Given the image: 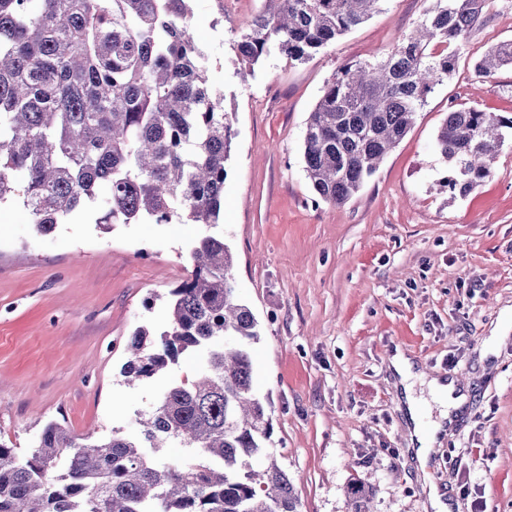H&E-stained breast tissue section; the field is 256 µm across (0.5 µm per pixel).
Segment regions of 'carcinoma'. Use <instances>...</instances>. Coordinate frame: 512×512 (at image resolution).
<instances>
[{"mask_svg": "<svg viewBox=\"0 0 512 512\" xmlns=\"http://www.w3.org/2000/svg\"><path fill=\"white\" fill-rule=\"evenodd\" d=\"M193 0H0V204L16 201L41 233L93 209L94 223L201 224L167 325L141 328L122 372L131 384L197 357L195 381H173L138 431L77 437L43 427L34 452L0 443V512H301L269 454L270 423L252 385L258 322L238 295L234 258L212 231L224 211L237 132L192 38ZM383 0H263L234 41L251 67L273 52L306 61L367 21ZM480 0H429L416 27L378 62L337 67L302 143L314 201L345 205L411 130L455 70ZM512 65V40L475 63ZM512 117L453 109L440 126L444 186L465 196L491 175ZM171 443L186 449L161 461ZM371 512L372 490L351 492Z\"/></svg>", "mask_w": 512, "mask_h": 512, "instance_id": "obj_1", "label": "carcinoma"}]
</instances>
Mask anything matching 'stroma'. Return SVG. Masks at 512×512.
<instances>
[{
    "mask_svg": "<svg viewBox=\"0 0 512 512\" xmlns=\"http://www.w3.org/2000/svg\"><path fill=\"white\" fill-rule=\"evenodd\" d=\"M262 0H194L190 20L237 136L217 226L240 300L259 324L253 387L267 402V443L302 512H348L353 483L372 512H425L423 480L451 512H512V143L466 196L450 195L436 132L449 107L512 116V67L474 64L512 40V0H482L483 26L407 136L344 206L314 204L302 138L340 64L375 61L413 30L428 0L380 13L306 62L274 53L245 73L233 41ZM198 224H116L84 216L36 232L0 206V441L28 456L58 420L76 436L131 432L168 382L193 378L186 353L164 377L125 384L134 331L163 324ZM469 388L464 422L442 434L421 475L404 392L390 359Z\"/></svg>",
    "mask_w": 512,
    "mask_h": 512,
    "instance_id": "obj_1",
    "label": "stroma"
}]
</instances>
